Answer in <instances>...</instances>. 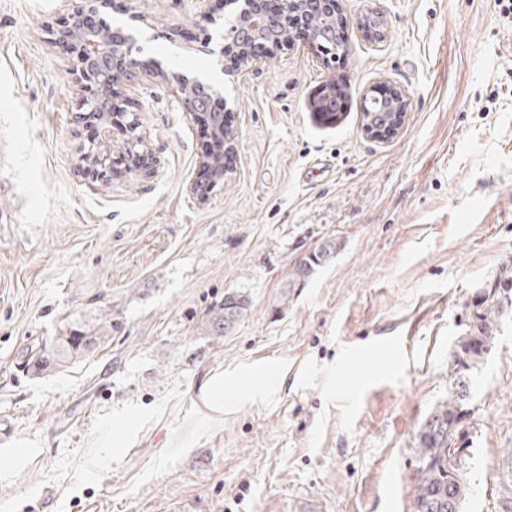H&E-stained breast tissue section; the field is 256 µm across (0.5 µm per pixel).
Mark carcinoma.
Instances as JSON below:
<instances>
[{"label": "carcinoma", "mask_w": 512, "mask_h": 512, "mask_svg": "<svg viewBox=\"0 0 512 512\" xmlns=\"http://www.w3.org/2000/svg\"><path fill=\"white\" fill-rule=\"evenodd\" d=\"M380 103L376 96L364 103L365 121L377 130L387 122L375 116ZM336 250V242L327 241L309 253L293 268L288 287H303L315 268L335 257ZM475 298L468 330L458 337L448 357V397L428 413L416 432V512H449L448 505L469 494L466 468L455 464L451 448L457 441L468 439L473 417L472 381L493 348L503 316L512 308V268L496 283L479 289ZM248 310L247 296L227 292L208 312L201 331L207 336L227 334ZM111 332L110 324L92 330L66 324L58 335L27 353L26 367L36 375L56 371L105 346L112 340Z\"/></svg>", "instance_id": "obj_1"}]
</instances>
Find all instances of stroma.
I'll list each match as a JSON object with an SVG mask.
<instances>
[{
	"label": "stroma",
	"instance_id": "35a3bbf8",
	"mask_svg": "<svg viewBox=\"0 0 512 512\" xmlns=\"http://www.w3.org/2000/svg\"><path fill=\"white\" fill-rule=\"evenodd\" d=\"M80 0H0V512H415V435L448 394L478 289L512 265V24L498 0H338L346 56L304 41L245 75L197 51L211 0H110L167 70L224 90L236 149L206 203L196 120L150 79L121 87L156 174L105 182L58 18ZM342 83L325 117L318 92ZM406 94L398 134L365 95ZM339 248L300 288L295 264ZM250 309L222 337L225 292ZM112 340L24 368L66 323ZM464 512H512V317L476 374ZM248 297L238 292H227L224 300L214 306L201 324V331L207 336H224L247 315Z\"/></svg>",
	"mask_w": 512,
	"mask_h": 512
}]
</instances>
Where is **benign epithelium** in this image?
Wrapping results in <instances>:
<instances>
[{
    "instance_id": "7a95c632",
    "label": "benign epithelium",
    "mask_w": 512,
    "mask_h": 512,
    "mask_svg": "<svg viewBox=\"0 0 512 512\" xmlns=\"http://www.w3.org/2000/svg\"><path fill=\"white\" fill-rule=\"evenodd\" d=\"M109 0H83L81 8L67 15L58 37L69 42L75 56L72 57L69 74L79 94L82 95V109L75 115V122L84 124L95 122L99 126L97 139L90 142L80 156L79 167L92 168L103 179L112 177V129L109 117L103 113L104 103L96 90L101 86L106 89L105 96L113 111L124 107L122 99L112 95V88L118 84L132 86L144 77H150L177 87L176 98L187 115L194 117L207 110L208 102L195 101L183 95L184 90L201 87L208 89L212 95H220L219 89L212 83L198 77L184 74H170L150 57L142 55L134 35L115 30L109 45L105 46L98 38L102 30L100 14ZM238 5L237 10L224 19L228 33L220 36L215 43H206L204 51L224 62V51L238 42L264 43L271 52L285 47L280 33L288 30V9L277 15H271L264 9L265 0H230ZM308 36L317 42L326 56V62L333 63L339 59L336 54V31L321 36L314 30ZM161 159L150 148H141L136 152L133 167L129 171L151 175L157 172ZM200 167L206 178L189 185V192L201 203L208 200L224 176L217 175L211 163V156L205 155L200 160Z\"/></svg>"
}]
</instances>
